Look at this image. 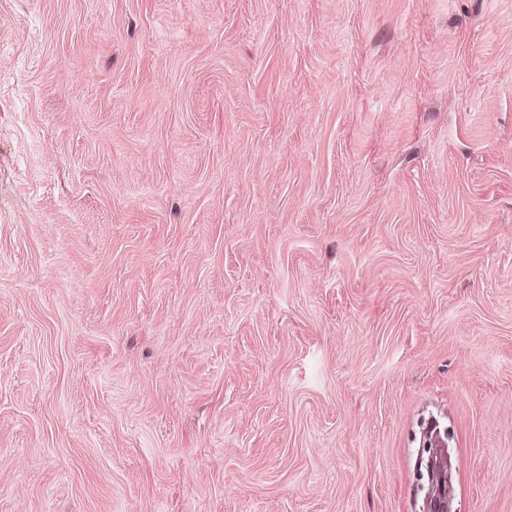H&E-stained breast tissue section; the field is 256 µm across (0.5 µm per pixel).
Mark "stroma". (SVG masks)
Returning a JSON list of instances; mask_svg holds the SVG:
<instances>
[{
	"mask_svg": "<svg viewBox=\"0 0 512 512\" xmlns=\"http://www.w3.org/2000/svg\"><path fill=\"white\" fill-rule=\"evenodd\" d=\"M512 512V0H0V512ZM446 427H444L442 419L437 415H429L423 425H422V438L424 439V445H428L430 448V452L425 453V457L434 454L435 444L440 443L445 448H449V442L444 438ZM437 434H439L443 440L437 439Z\"/></svg>",
	"mask_w": 512,
	"mask_h": 512,
	"instance_id": "stroma-1",
	"label": "stroma"
}]
</instances>
